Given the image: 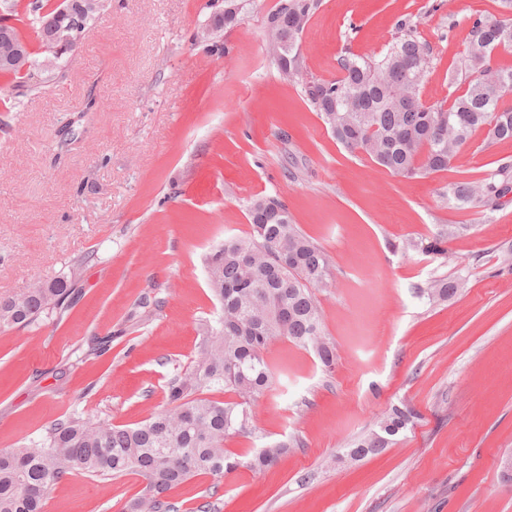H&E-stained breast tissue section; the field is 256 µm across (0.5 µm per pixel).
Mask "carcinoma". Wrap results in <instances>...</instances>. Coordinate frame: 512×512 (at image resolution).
Here are the masks:
<instances>
[{"mask_svg":"<svg viewBox=\"0 0 512 512\" xmlns=\"http://www.w3.org/2000/svg\"><path fill=\"white\" fill-rule=\"evenodd\" d=\"M21 2L11 0V24L0 25V76L27 83L38 66L36 53L62 59L47 46V21L63 8L75 13L80 4L89 3L84 13L88 23L101 0L42 4V13L32 19ZM499 3L500 16L472 22L460 67L468 87L448 105H428L420 97L432 49L414 37L407 21L400 23L401 35L382 57L345 56L339 78L305 80L301 35L319 0H281L267 18L266 53L283 80L298 81L306 101L345 149L365 153L395 176L433 174L448 170L477 132L491 142L512 141V107L500 104L512 91V69L500 68L494 60L498 46H512V0ZM240 11L238 0H225L224 13L214 16L213 26L235 23ZM20 23L33 29L38 51H32ZM511 190L509 162L448 187L456 209L480 213L495 211ZM247 219L248 233L225 237L204 259L221 317L217 326H205L193 365L167 384L165 406L135 427L72 414L47 427L40 440L0 452V512H44L51 488L75 471L103 479L135 474L143 489L127 512H169L172 489L200 475L219 478L238 465L224 440L247 431L256 403L276 389L283 372L266 358L273 342L284 338L313 352L325 370L333 369L336 343L325 331L317 297L332 287L331 257L295 224L278 198L251 199ZM463 230L465 225L451 224L428 242L406 241L403 249L444 255L445 244ZM283 254L292 260L288 269L279 263ZM77 273L75 266L68 276L0 299V327H25L44 315L65 312ZM459 284L458 278H435L416 292L430 303L445 302L457 294ZM213 393L229 398L218 400ZM413 418L412 410L392 407L379 430L356 441L349 454L362 456L386 447ZM296 447L288 440L267 444L250 466H272Z\"/></svg>","mask_w":512,"mask_h":512,"instance_id":"carcinoma-1","label":"carcinoma"}]
</instances>
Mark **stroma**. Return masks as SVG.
<instances>
[{
    "label": "stroma",
    "mask_w": 512,
    "mask_h": 512,
    "mask_svg": "<svg viewBox=\"0 0 512 512\" xmlns=\"http://www.w3.org/2000/svg\"><path fill=\"white\" fill-rule=\"evenodd\" d=\"M280 2L248 0L217 29L218 58L193 35L224 0H106L65 78L49 62L24 91L0 78V297L82 264L63 316L0 329V450L69 414L132 426L160 409L220 316L206 253L248 232V200L268 195L333 260L318 299L336 365L273 342L281 385L256 404L253 433L224 442L241 467L171 491L174 512H512L498 467L512 454V192L486 215L448 202L449 183L512 160V142L475 134L449 170L424 177L349 152L266 55ZM498 14L497 0H320L302 34L303 76L336 79L340 58L386 52L408 20L433 50L423 102L449 100L467 87L449 75L472 20ZM67 124L76 141L62 155ZM450 224L467 230L447 256L401 251ZM435 277L462 286L432 305L416 288ZM146 296L158 306L141 307ZM395 405L415 412L412 427L350 459ZM288 438L298 445L275 465L246 467ZM141 488L133 474L75 472L45 512H124Z\"/></svg>",
    "instance_id": "obj_1"
}]
</instances>
